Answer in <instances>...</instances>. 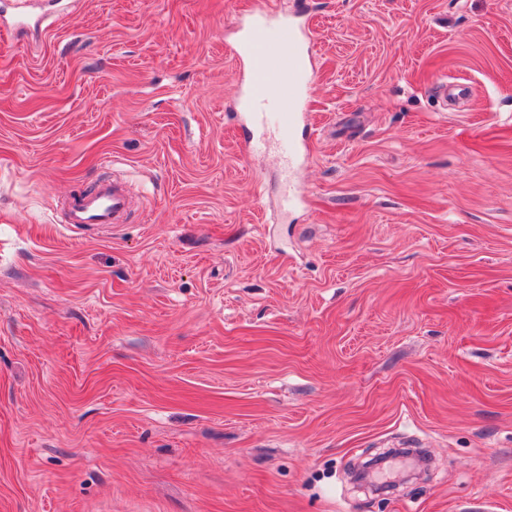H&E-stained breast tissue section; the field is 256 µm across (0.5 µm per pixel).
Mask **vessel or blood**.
<instances>
[{"mask_svg": "<svg viewBox=\"0 0 512 512\" xmlns=\"http://www.w3.org/2000/svg\"><path fill=\"white\" fill-rule=\"evenodd\" d=\"M249 25L243 47L247 54L265 56L270 65L255 76V84L264 86L262 103L272 104L266 121L273 127L286 164H295L301 154L297 130L301 123V98L298 88L304 78L300 36L290 15L269 6L266 0H254L248 12ZM129 198L120 184L104 180L87 194L73 198L69 223L80 227L117 223L126 212Z\"/></svg>", "mask_w": 512, "mask_h": 512, "instance_id": "vessel-or-blood-1", "label": "vessel or blood"}]
</instances>
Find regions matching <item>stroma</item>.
Here are the masks:
<instances>
[{
  "instance_id": "1",
  "label": "stroma",
  "mask_w": 512,
  "mask_h": 512,
  "mask_svg": "<svg viewBox=\"0 0 512 512\" xmlns=\"http://www.w3.org/2000/svg\"><path fill=\"white\" fill-rule=\"evenodd\" d=\"M248 2L0 11V512H512V0H279L291 171L248 149ZM389 448L427 474L356 488ZM128 205V195L120 184L110 180L100 181L94 190L73 198L67 224L72 227L116 224ZM400 454H390V453H381L363 463L360 467H357L354 471V479L353 483L362 490L371 489L372 492H378L383 489L384 486L379 485L373 481V474L375 471V464L369 465L368 463L375 459H389L392 456H396ZM408 458L406 455H400ZM409 459V458H408Z\"/></svg>"
}]
</instances>
